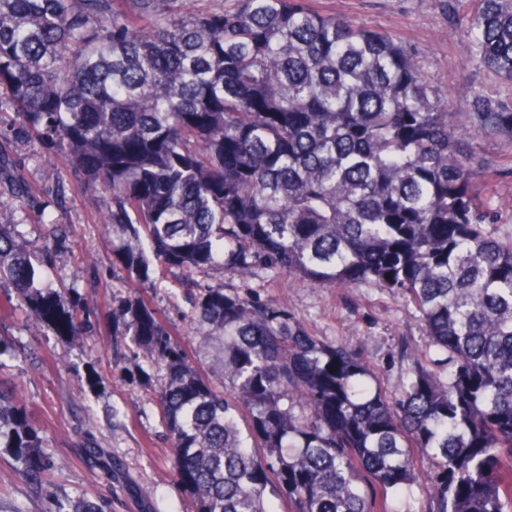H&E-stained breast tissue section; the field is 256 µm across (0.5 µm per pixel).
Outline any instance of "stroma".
Instances as JSON below:
<instances>
[{
	"label": "stroma",
	"mask_w": 512,
	"mask_h": 512,
	"mask_svg": "<svg viewBox=\"0 0 512 512\" xmlns=\"http://www.w3.org/2000/svg\"><path fill=\"white\" fill-rule=\"evenodd\" d=\"M310 5L399 37L439 96L464 84L493 102H512V87L481 67L467 48L465 30L475 0H310ZM0 140L21 161L32 193L31 200L15 203L12 222L29 238L37 235L40 223L58 225L60 244L50 258L52 283L91 295L96 307L86 333L65 348L54 337L30 335L24 310L0 320V334L10 337L17 350L9 374L33 419L49 435L52 453L67 464V479L58 492L111 497L113 512H194L191 495L171 475V450L160 425L154 393L165 380L143 356L118 354L112 345V311L138 287L112 274V237L98 222L104 194L63 164L46 163L44 147L15 137L9 125L0 126ZM475 151L495 164L486 189L487 214L499 235L510 236L512 142L487 136L476 142ZM253 286L262 297L285 302L313 335L363 349L387 394H397L406 379L397 357L399 344L429 349L430 339L412 306L383 289L318 288L285 275L254 280ZM145 297L188 356L209 369L211 347L191 334L189 307L174 296L169 282L158 283ZM85 437L111 458V478L84 463L78 444ZM21 501L29 512H41L42 503L20 477L18 463L11 453L1 452L0 512Z\"/></svg>",
	"instance_id": "obj_1"
}]
</instances>
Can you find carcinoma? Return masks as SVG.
I'll list each match as a JSON object with an SVG mask.
<instances>
[{"label":"carcinoma","mask_w":512,"mask_h":512,"mask_svg":"<svg viewBox=\"0 0 512 512\" xmlns=\"http://www.w3.org/2000/svg\"><path fill=\"white\" fill-rule=\"evenodd\" d=\"M480 65L512 85V0H476ZM466 98L464 131L448 108ZM10 120L4 121V115ZM42 142L108 202L112 276L168 273L196 333L216 345L204 377L147 301L112 312V335L166 378L155 393L172 476L196 512H400L414 449L433 463L430 512H512V238L486 222L493 166L473 143L512 142V108L462 85L436 95L394 35L309 0H0V125ZM20 171L0 146V184ZM47 245L0 219V284L39 333H84L88 301L56 289ZM219 271L207 288L196 278ZM376 286L412 305L436 359L408 363L387 395L363 352L310 333L250 282ZM0 377V448L44 512H112L59 497L48 451ZM85 462L112 466L91 439Z\"/></svg>","instance_id":"cac0c4a2"}]
</instances>
